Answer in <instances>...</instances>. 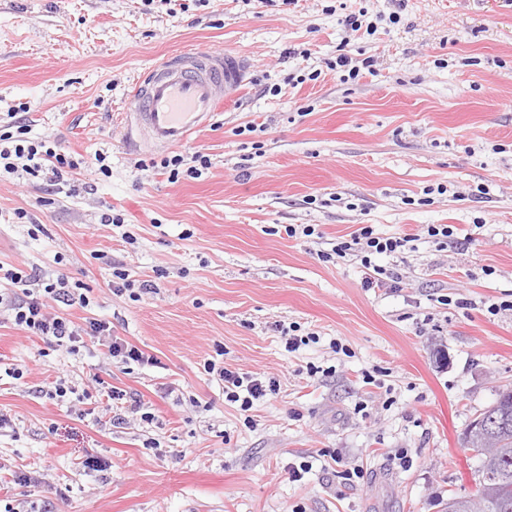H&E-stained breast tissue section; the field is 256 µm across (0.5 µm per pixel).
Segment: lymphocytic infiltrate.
<instances>
[{"label": "lymphocytic infiltrate", "mask_w": 512, "mask_h": 512, "mask_svg": "<svg viewBox=\"0 0 512 512\" xmlns=\"http://www.w3.org/2000/svg\"><path fill=\"white\" fill-rule=\"evenodd\" d=\"M19 115L14 118L13 132L0 133V169L9 174L25 173L41 179L46 190L52 194L64 192L71 186L80 167L78 161L57 153L45 141L29 140L26 106H19ZM408 243L407 237H378L371 226L364 225L352 232L348 239L336 244L332 252L320 253L321 261L330 262L357 253L365 269L363 287L400 288L403 278L394 271L385 270L375 264V257L391 255L401 251ZM10 281L15 294L8 300L13 321L26 337L40 339L47 347L65 349L67 353L79 354L86 338L92 337L107 345L108 357L116 367L127 370L131 366H153L157 360L135 345L112 334V324L97 318H87L84 324H76L70 317L69 308L88 307L90 300L79 285L70 283L67 277L57 276L33 280L21 268L11 267L0 275ZM207 373L216 374L224 386V397L238 404L241 411H250L255 401L278 394L279 379L262 372L229 369L206 360Z\"/></svg>", "instance_id": "obj_1"}]
</instances>
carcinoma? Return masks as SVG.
<instances>
[{"label":"carcinoma","instance_id":"1","mask_svg":"<svg viewBox=\"0 0 512 512\" xmlns=\"http://www.w3.org/2000/svg\"><path fill=\"white\" fill-rule=\"evenodd\" d=\"M481 417L490 424L487 434L494 448L488 460L475 454L473 479L484 484L483 507L475 511L472 496L453 495L440 502L442 512H512V389L498 391Z\"/></svg>","mask_w":512,"mask_h":512}]
</instances>
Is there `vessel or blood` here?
I'll return each instance as SVG.
<instances>
[{
    "instance_id": "b4317fda",
    "label": "vessel or blood",
    "mask_w": 512,
    "mask_h": 512,
    "mask_svg": "<svg viewBox=\"0 0 512 512\" xmlns=\"http://www.w3.org/2000/svg\"><path fill=\"white\" fill-rule=\"evenodd\" d=\"M247 70L245 57L216 47L192 48L148 68L123 113L125 140L158 151L181 146L241 92Z\"/></svg>"
}]
</instances>
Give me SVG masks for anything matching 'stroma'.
<instances>
[{"label":"stroma","instance_id":"stroma-1","mask_svg":"<svg viewBox=\"0 0 512 512\" xmlns=\"http://www.w3.org/2000/svg\"><path fill=\"white\" fill-rule=\"evenodd\" d=\"M362 10L375 34L346 26ZM207 45L243 55L247 82L188 141L211 167L173 183L140 170L162 154L126 148L118 117L145 69ZM341 53L374 73L347 78ZM22 103L30 138L101 151L110 171L83 166L54 196L1 174L0 264L83 282L72 319L110 321L158 364L44 351L0 307V368L23 371L0 378V512H439L475 492L459 437L512 387V310L488 311L512 294V0H0V119ZM19 208L42 234L13 223ZM108 209L123 226L101 223ZM365 224L412 235L377 260L402 290L363 288L357 257L318 259ZM118 263L155 292L112 295ZM276 322L317 340L287 351ZM218 355L278 376V395L240 411L204 369ZM96 375L154 421L46 395ZM35 470L45 483H15Z\"/></svg>","mask_w":512,"mask_h":512}]
</instances>
